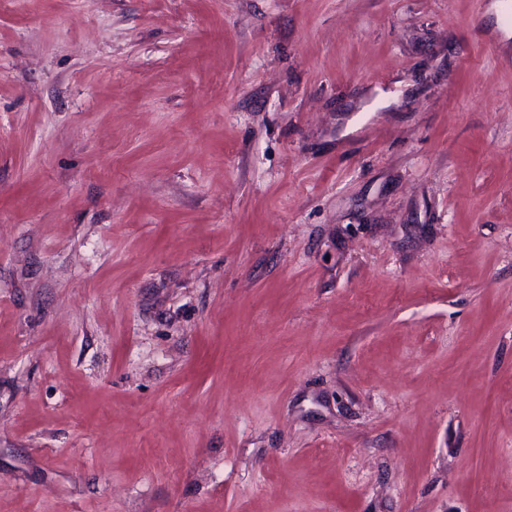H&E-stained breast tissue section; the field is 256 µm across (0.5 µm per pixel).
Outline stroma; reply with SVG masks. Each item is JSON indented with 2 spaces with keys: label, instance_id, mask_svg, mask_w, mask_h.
I'll use <instances>...</instances> for the list:
<instances>
[{
  "label": "stroma",
  "instance_id": "obj_1",
  "mask_svg": "<svg viewBox=\"0 0 512 512\" xmlns=\"http://www.w3.org/2000/svg\"><path fill=\"white\" fill-rule=\"evenodd\" d=\"M512 0H0V512H512Z\"/></svg>",
  "mask_w": 512,
  "mask_h": 512
}]
</instances>
